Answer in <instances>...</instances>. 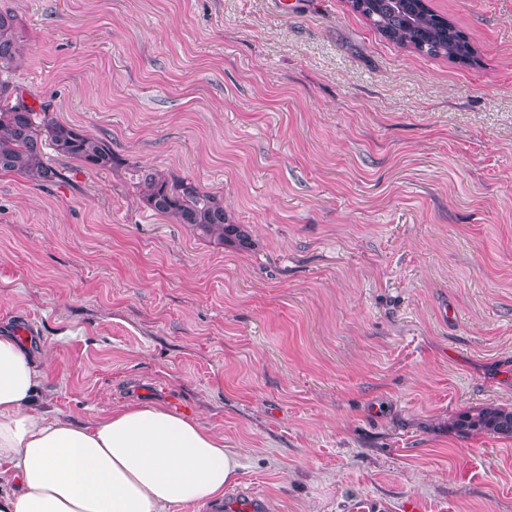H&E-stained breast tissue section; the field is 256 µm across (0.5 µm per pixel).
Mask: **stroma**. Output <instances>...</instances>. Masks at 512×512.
<instances>
[{
	"label": "stroma",
	"mask_w": 512,
	"mask_h": 512,
	"mask_svg": "<svg viewBox=\"0 0 512 512\" xmlns=\"http://www.w3.org/2000/svg\"><path fill=\"white\" fill-rule=\"evenodd\" d=\"M474 65L383 39L348 0H0L26 104L112 144L39 187L0 173V328L87 421L183 403L244 452L263 512H512V0H428ZM195 182L236 250L146 209ZM453 429L461 436L481 432L512 436V408L482 407L460 414L453 422Z\"/></svg>",
	"instance_id": "obj_1"
}]
</instances>
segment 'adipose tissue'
<instances>
[{"mask_svg":"<svg viewBox=\"0 0 512 512\" xmlns=\"http://www.w3.org/2000/svg\"><path fill=\"white\" fill-rule=\"evenodd\" d=\"M46 363L0 332V512H178L221 501L238 451L196 418L127 403L92 422L36 405Z\"/></svg>","mask_w":512,"mask_h":512,"instance_id":"ef3b65f1","label":"adipose tissue"}]
</instances>
